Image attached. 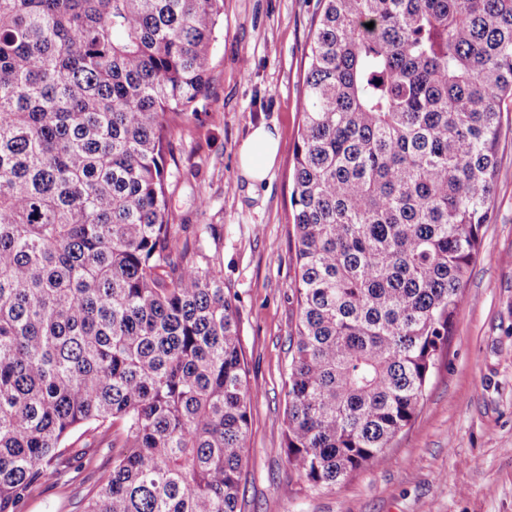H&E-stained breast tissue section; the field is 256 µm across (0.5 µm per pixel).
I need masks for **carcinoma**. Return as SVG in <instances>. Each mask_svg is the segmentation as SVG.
<instances>
[{
    "label": "carcinoma",
    "instance_id": "carcinoma-1",
    "mask_svg": "<svg viewBox=\"0 0 512 512\" xmlns=\"http://www.w3.org/2000/svg\"><path fill=\"white\" fill-rule=\"evenodd\" d=\"M224 0H0V512H237L254 387L217 224L169 222ZM374 27H366L368 23ZM293 154L285 453L381 465L448 352L512 100V0H317ZM88 475L85 482L81 485L72 486L58 485L52 486L53 480H50L45 490L35 495L27 504L26 512H79L77 508L78 502L86 493L95 485L98 471L90 473V470L83 473L82 476Z\"/></svg>",
    "mask_w": 512,
    "mask_h": 512
}]
</instances>
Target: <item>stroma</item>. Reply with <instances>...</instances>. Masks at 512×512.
Returning a JSON list of instances; mask_svg holds the SVG:
<instances>
[{
  "mask_svg": "<svg viewBox=\"0 0 512 512\" xmlns=\"http://www.w3.org/2000/svg\"><path fill=\"white\" fill-rule=\"evenodd\" d=\"M316 0H224L210 93L174 131L170 219L194 244L219 224L224 287L235 296L251 404L240 512H512V103L504 104L499 164L448 353L423 408L378 467L330 488L298 481L284 452L285 380L298 319L290 193L301 123L304 49ZM276 126L269 182L249 191L238 153L252 126ZM206 208H199V198ZM49 485L25 512H78L95 485Z\"/></svg>",
  "mask_w": 512,
  "mask_h": 512,
  "instance_id": "1",
  "label": "stroma"
}]
</instances>
